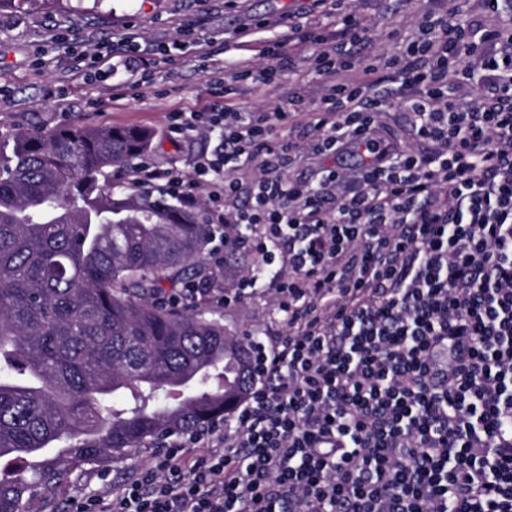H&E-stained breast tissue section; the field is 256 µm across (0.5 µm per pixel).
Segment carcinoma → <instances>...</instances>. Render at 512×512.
Listing matches in <instances>:
<instances>
[{
  "mask_svg": "<svg viewBox=\"0 0 512 512\" xmlns=\"http://www.w3.org/2000/svg\"><path fill=\"white\" fill-rule=\"evenodd\" d=\"M152 140L80 124L0 139V512L227 418L255 383L250 332L150 301L203 274L214 232L158 190L113 196Z\"/></svg>",
  "mask_w": 512,
  "mask_h": 512,
  "instance_id": "1",
  "label": "carcinoma"
}]
</instances>
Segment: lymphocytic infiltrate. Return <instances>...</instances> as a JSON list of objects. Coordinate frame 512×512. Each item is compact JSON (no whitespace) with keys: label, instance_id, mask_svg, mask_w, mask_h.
Instances as JSON below:
<instances>
[{"label":"lymphocytic infiltrate","instance_id":"f902f5d3","mask_svg":"<svg viewBox=\"0 0 512 512\" xmlns=\"http://www.w3.org/2000/svg\"><path fill=\"white\" fill-rule=\"evenodd\" d=\"M319 2L334 35L293 26L264 67L234 72L269 84L306 49L318 100L173 113L171 133L216 134L218 149L193 177L145 174L187 208L205 192L213 224L262 256L231 291L187 282L158 303L223 306L267 278L288 331L256 341L262 384L228 421L171 437L70 512H512V29L456 2L379 56L350 0ZM383 69L430 152L376 139ZM310 107L312 136L289 122ZM355 148V178L286 175L299 150ZM238 161L259 176L240 181Z\"/></svg>","mask_w":512,"mask_h":512}]
</instances>
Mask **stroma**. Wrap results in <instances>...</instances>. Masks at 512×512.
Segmentation results:
<instances>
[{
  "label": "stroma",
  "mask_w": 512,
  "mask_h": 512,
  "mask_svg": "<svg viewBox=\"0 0 512 512\" xmlns=\"http://www.w3.org/2000/svg\"><path fill=\"white\" fill-rule=\"evenodd\" d=\"M369 30L371 49L392 54V32H413L423 12L445 11L448 0H411L406 8L386 9L380 0H352ZM314 0H83L74 6L0 10V136L21 130H52L71 123L93 127L141 126L153 132L143 156L159 170L192 173L200 156L211 152L216 135L203 132L172 139L174 112H196L227 104L248 112H269L298 84L319 96L318 78L298 59L289 78L263 85L224 78L210 82L208 68L233 60H258L266 33L287 31L295 21H324ZM267 21L268 30L256 29ZM152 49L132 79L108 75L111 58L125 40ZM383 145L424 150L413 140L399 102L380 121ZM207 318L229 330L263 337L279 333L263 288L227 307L198 303ZM145 449L110 465L88 466L69 474L60 491L31 502L30 512H69L72 498L119 490L152 461Z\"/></svg>",
  "instance_id": "stroma-1"
}]
</instances>
